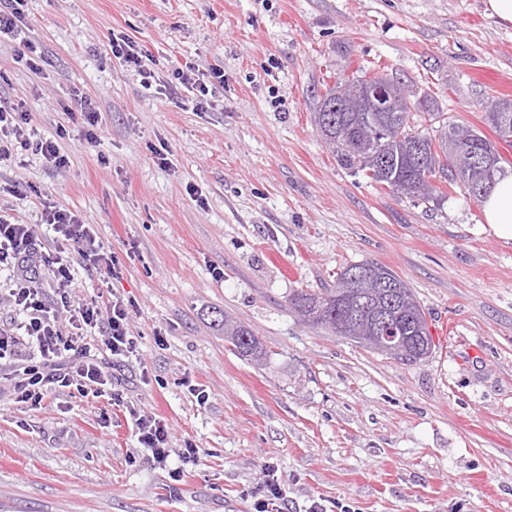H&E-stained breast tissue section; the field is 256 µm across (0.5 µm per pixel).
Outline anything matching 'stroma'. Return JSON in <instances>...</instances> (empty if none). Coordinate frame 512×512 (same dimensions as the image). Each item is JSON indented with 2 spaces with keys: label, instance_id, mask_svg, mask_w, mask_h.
I'll list each match as a JSON object with an SVG mask.
<instances>
[{
  "label": "stroma",
  "instance_id": "35a3bbf8",
  "mask_svg": "<svg viewBox=\"0 0 512 512\" xmlns=\"http://www.w3.org/2000/svg\"><path fill=\"white\" fill-rule=\"evenodd\" d=\"M25 16L41 70L1 37L0 104L25 102L70 164H0V214L53 250L47 195L123 257L112 289L136 305L138 355L110 371L124 405L165 419L170 453L156 462L107 397L23 411L13 372L39 354L21 345L0 360V512H255L270 466L287 512H512V242L464 188L400 200L350 172L314 124L326 87L378 60L484 128L482 102L512 82V24L484 0H27ZM116 31L154 55L151 85L107 56ZM189 61L224 74L204 112L158 92ZM79 94L100 110L89 148ZM361 261L411 288L429 357L391 359L290 312L292 290ZM214 310L265 360L239 355ZM217 321V327L224 329V336H236V341H230L236 351L245 357L253 358V354L261 352L263 355L266 351L262 345V342L254 335V333L245 325L234 321L232 318L227 316L223 311H219V318L214 319ZM242 336H248L252 341V344L242 339Z\"/></svg>",
  "mask_w": 512,
  "mask_h": 512
}]
</instances>
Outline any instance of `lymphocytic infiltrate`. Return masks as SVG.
<instances>
[{"label": "lymphocytic infiltrate", "instance_id": "obj_1", "mask_svg": "<svg viewBox=\"0 0 512 512\" xmlns=\"http://www.w3.org/2000/svg\"><path fill=\"white\" fill-rule=\"evenodd\" d=\"M29 124L24 103L0 105V162L25 151L41 156L52 168L67 167L69 158L61 153L56 139L38 136ZM40 204L46 224L56 234L57 245L49 252L38 247L31 225L11 222L0 214V264L11 263L19 272L18 284L9 294L15 307L26 315L20 324L23 336L0 331V358L14 352L23 337L37 347L39 362L14 372L15 399L29 410L40 409L49 391L56 387L76 388L84 397H103L112 383L104 369V358L127 362L136 353V344L129 336L130 301L112 294L77 302L70 293L73 275L67 245L78 244L85 269L112 278L120 275L119 257L96 240L91 225L85 224L80 215L51 205L45 197ZM47 274L55 285L56 302L52 305L47 304L42 286ZM60 307L69 312L74 335H63L56 327L55 312ZM83 327L103 332L101 347L85 342L79 333ZM127 412L135 422L141 447L155 461H166L170 438L166 422L133 406Z\"/></svg>", "mask_w": 512, "mask_h": 512}]
</instances>
